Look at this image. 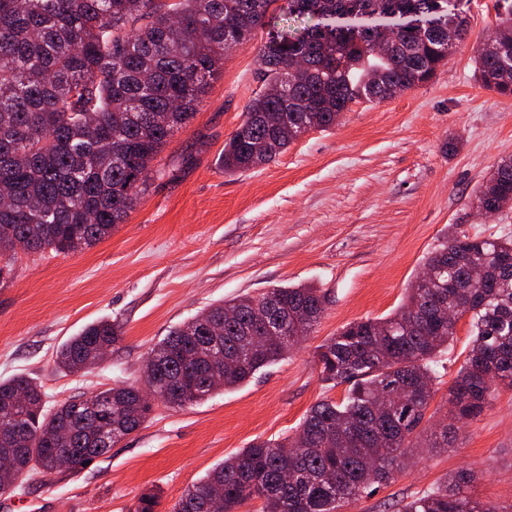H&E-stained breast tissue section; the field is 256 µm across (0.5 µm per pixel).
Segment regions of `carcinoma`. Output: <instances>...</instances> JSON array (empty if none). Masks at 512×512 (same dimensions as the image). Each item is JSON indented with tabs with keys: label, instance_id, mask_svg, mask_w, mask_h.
Wrapping results in <instances>:
<instances>
[{
	"label": "carcinoma",
	"instance_id": "cac0c4a2",
	"mask_svg": "<svg viewBox=\"0 0 512 512\" xmlns=\"http://www.w3.org/2000/svg\"><path fill=\"white\" fill-rule=\"evenodd\" d=\"M270 0H0V257L17 251L75 253L109 236L145 190L175 129L196 112L229 42L256 39L266 91L246 106L224 143V170L276 160L308 128L331 129L360 102H382L429 82L465 39L464 0H288L297 26L265 29ZM307 70L290 84L291 61ZM480 86L512 96V11L478 47ZM512 204V158L475 195L478 212ZM435 279L411 281L393 313L354 321L319 346L321 378L346 395L322 400L294 437L256 442L188 488L173 512H340L411 464L415 449L448 447V427L427 434L437 367L455 336L448 308L469 313V350L448 389L449 415L477 418L493 387L512 389V237L454 231L427 257ZM489 279L470 285L476 266ZM326 295L305 285L240 295L171 329L152 350L164 358L167 403L193 404L234 389L283 358L321 318ZM297 336L288 340L286 336ZM120 331L87 325L61 345L59 369L89 368ZM19 390L28 399L18 404ZM45 406L31 378L0 380V419L15 431L0 453L18 478L74 469L109 453L102 429L128 435L152 405L140 388L116 386ZM458 475L402 504L401 512H512L460 491Z\"/></svg>",
	"mask_w": 512,
	"mask_h": 512
}]
</instances>
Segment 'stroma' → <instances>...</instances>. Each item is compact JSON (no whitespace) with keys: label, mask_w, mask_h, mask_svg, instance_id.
I'll use <instances>...</instances> for the list:
<instances>
[{"label":"stroma","mask_w":512,"mask_h":512,"mask_svg":"<svg viewBox=\"0 0 512 512\" xmlns=\"http://www.w3.org/2000/svg\"><path fill=\"white\" fill-rule=\"evenodd\" d=\"M494 3L466 0L468 35L430 82L355 105L336 128L228 175L224 142L262 88L255 44L237 47L110 237L66 255L15 254L0 273V379H35L50 407L142 385L150 349L213 304L299 284L320 288L327 301L307 338L248 384L182 408L155 403L141 428L87 467L0 494V512H134L149 494L158 497L155 512H171L228 456L294 436L312 406L343 398L344 387L322 381L317 347L349 322L394 312L449 229L512 235V207L488 219L474 206L498 161L512 156V97L474 79V49L496 24ZM100 319L121 334L109 359L77 374L58 371L59 346ZM469 339L460 323L430 404L438 414ZM462 470L479 475L466 495L512 503V389L498 388L477 419L449 426L445 450L422 454L342 512H398L401 501Z\"/></svg>","instance_id":"1"}]
</instances>
